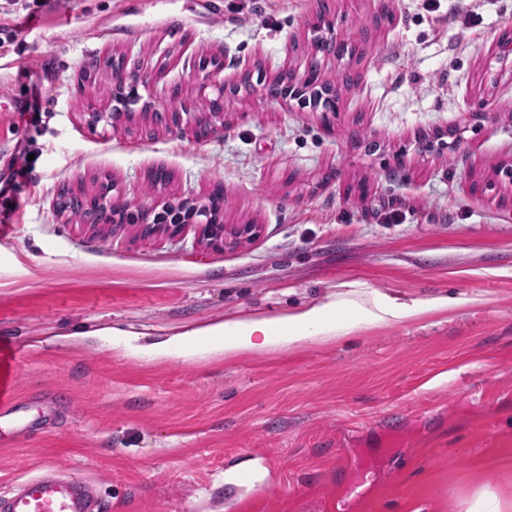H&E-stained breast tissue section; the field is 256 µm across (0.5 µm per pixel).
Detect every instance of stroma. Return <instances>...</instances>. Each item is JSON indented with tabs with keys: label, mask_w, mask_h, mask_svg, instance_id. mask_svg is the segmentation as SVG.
Instances as JSON below:
<instances>
[{
	"label": "stroma",
	"mask_w": 512,
	"mask_h": 512,
	"mask_svg": "<svg viewBox=\"0 0 512 512\" xmlns=\"http://www.w3.org/2000/svg\"><path fill=\"white\" fill-rule=\"evenodd\" d=\"M432 19L421 0H35L36 20L0 41V341L19 349L18 398L49 428L0 441V493L50 465L96 484L122 512H467L483 492L512 512V71L492 50L512 0H472L475 19ZM358 45L322 58L338 111L262 99L304 72L317 38ZM126 57L139 123L176 104L194 124L204 61L226 128L198 142L86 124L116 79L83 69ZM484 97L472 111L467 102ZM162 192L256 224L226 251L193 233L58 214L61 191L110 179L127 203ZM450 296L458 304L295 349L227 358L176 343L204 326L336 300L345 290Z\"/></svg>",
	"instance_id": "1"
}]
</instances>
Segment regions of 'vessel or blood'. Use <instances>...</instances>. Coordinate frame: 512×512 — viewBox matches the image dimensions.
<instances>
[{
  "mask_svg": "<svg viewBox=\"0 0 512 512\" xmlns=\"http://www.w3.org/2000/svg\"><path fill=\"white\" fill-rule=\"evenodd\" d=\"M9 404L8 413L16 431L32 428L24 418L23 404L11 393V372L0 365V402ZM104 505L93 484L62 475L51 466H42L39 474L0 495V512H103Z\"/></svg>",
  "mask_w": 512,
  "mask_h": 512,
  "instance_id": "vessel-or-blood-1",
  "label": "vessel or blood"
}]
</instances>
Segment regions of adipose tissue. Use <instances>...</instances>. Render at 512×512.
<instances>
[{"label":"adipose tissue","mask_w":512,"mask_h":512,"mask_svg":"<svg viewBox=\"0 0 512 512\" xmlns=\"http://www.w3.org/2000/svg\"><path fill=\"white\" fill-rule=\"evenodd\" d=\"M455 305L454 299L445 296L405 301L385 296L369 302L342 297L282 315L206 326L200 333L207 336L217 350L230 356L345 336L362 326L400 323Z\"/></svg>","instance_id":"adipose-tissue-1"}]
</instances>
